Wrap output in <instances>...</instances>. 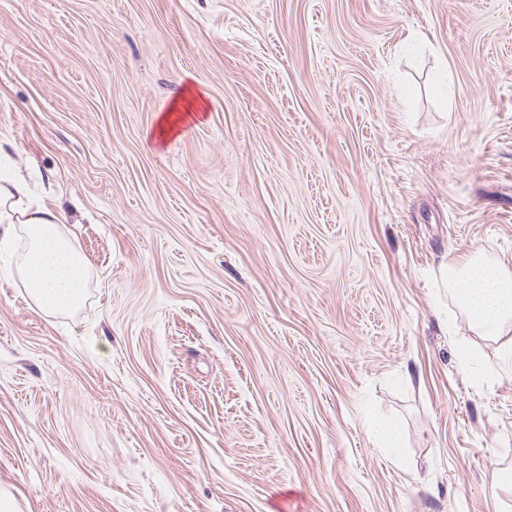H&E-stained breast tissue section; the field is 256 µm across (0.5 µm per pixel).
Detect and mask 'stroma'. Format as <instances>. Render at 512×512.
I'll return each mask as SVG.
<instances>
[{"instance_id": "stroma-1", "label": "stroma", "mask_w": 512, "mask_h": 512, "mask_svg": "<svg viewBox=\"0 0 512 512\" xmlns=\"http://www.w3.org/2000/svg\"><path fill=\"white\" fill-rule=\"evenodd\" d=\"M0 148L91 271L0 248L19 512H512V340L434 281L512 268V0H0ZM181 103H175L167 112L163 113L158 121V128L162 136L175 135L181 125L189 118L197 115L198 106L204 101L203 95L192 85L187 87V94ZM378 448H383L392 458L397 459L400 448L399 432L397 426L388 421H373L370 424Z\"/></svg>"}]
</instances>
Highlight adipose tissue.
<instances>
[{"label":"adipose tissue","instance_id":"1","mask_svg":"<svg viewBox=\"0 0 512 512\" xmlns=\"http://www.w3.org/2000/svg\"><path fill=\"white\" fill-rule=\"evenodd\" d=\"M62 217L0 150V224L17 226L27 240L18 270L38 308L67 313L86 296L89 269L74 239L61 229ZM454 305L481 335H503L512 325V269L492 264L477 253L449 260L440 271Z\"/></svg>","mask_w":512,"mask_h":512}]
</instances>
